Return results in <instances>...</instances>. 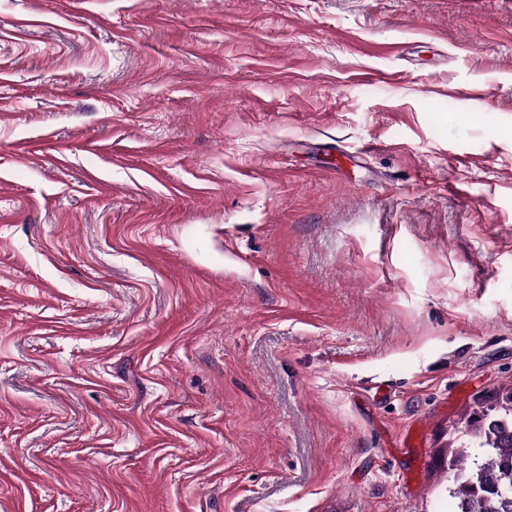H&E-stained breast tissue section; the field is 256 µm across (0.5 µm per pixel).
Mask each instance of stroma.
Masks as SVG:
<instances>
[{"instance_id": "35a3bbf8", "label": "stroma", "mask_w": 512, "mask_h": 512, "mask_svg": "<svg viewBox=\"0 0 512 512\" xmlns=\"http://www.w3.org/2000/svg\"><path fill=\"white\" fill-rule=\"evenodd\" d=\"M511 390L512 0H0V512H451Z\"/></svg>"}]
</instances>
